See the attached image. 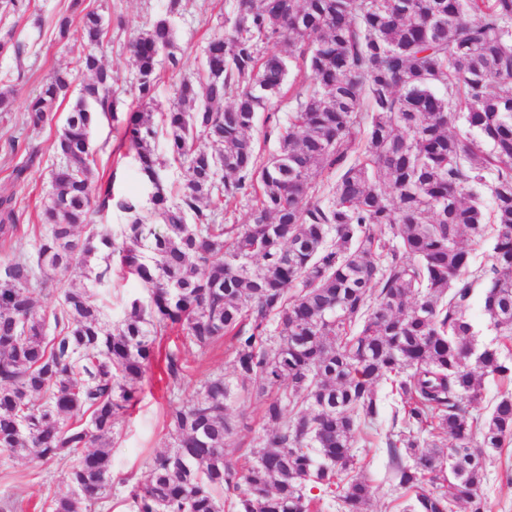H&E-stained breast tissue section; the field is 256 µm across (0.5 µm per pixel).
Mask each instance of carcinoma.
<instances>
[{
    "label": "carcinoma",
    "instance_id": "carcinoma-1",
    "mask_svg": "<svg viewBox=\"0 0 512 512\" xmlns=\"http://www.w3.org/2000/svg\"><path fill=\"white\" fill-rule=\"evenodd\" d=\"M181 7L169 0L128 41L141 108L127 114L120 146L135 156L149 209L93 180L92 126L119 120L121 104L96 52L100 16L70 0L52 23L56 43L92 47L78 61L91 81L56 130L62 165L35 252L0 262V452L32 451L45 465L74 458L69 492L47 512H90L112 486L115 420L164 337L177 332L203 354L227 337L236 382L212 377L170 409L173 446L152 458L135 512H224L226 489L234 512H317L315 489L339 491L341 512H371L355 449L371 444L381 383L397 398L386 444L402 512H486L485 450L512 442V391L484 417L469 411L483 377L512 380V0H234L189 74L170 21ZM279 43L289 56L264 51ZM163 53L181 78L158 112ZM291 60L294 109L286 125L266 116L264 136L278 142L266 158L252 132L283 97ZM72 84L54 69L27 100L26 123H51ZM461 115L479 139L456 129ZM160 129L167 159L154 149ZM171 164L184 175L169 188L160 171ZM324 172L335 181H315ZM242 200L248 223L218 222ZM110 210L127 219L119 231L74 238ZM18 221L1 198L0 237ZM486 239L491 264L477 267L467 242ZM114 268L149 303L131 300L108 329L89 289L67 288L47 336L36 273L78 269L100 283ZM478 284L497 333L480 351L468 314ZM164 362L178 383L184 364L172 352ZM244 395L261 402L268 428L241 469L224 448L229 406Z\"/></svg>",
    "mask_w": 512,
    "mask_h": 512
}]
</instances>
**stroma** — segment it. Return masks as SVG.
Returning a JSON list of instances; mask_svg holds the SVG:
<instances>
[{
	"label": "stroma",
	"mask_w": 512,
	"mask_h": 512,
	"mask_svg": "<svg viewBox=\"0 0 512 512\" xmlns=\"http://www.w3.org/2000/svg\"><path fill=\"white\" fill-rule=\"evenodd\" d=\"M231 0H185L179 14L171 16L178 54L186 70H196L202 60L209 36L222 29ZM91 9L101 17L105 34L99 49L104 64L111 69L115 87L123 100V111L136 110L138 101L133 85L135 67L127 48L134 32L146 29L166 14L168 0H89ZM67 0H26L24 12L0 18V34H13L22 44L23 58L0 55V88L15 91L13 111L0 112V197H11L21 215L20 228L6 242L0 243V260L31 252L38 237L40 211L51 192V171L59 159L52 144L55 126L33 128L24 122L26 100L36 93L50 70L60 65H75L86 49L82 40L68 46L57 45L51 33L52 19L64 11ZM36 159L24 182H14L12 171L28 153ZM96 176L112 177L118 193L147 196L141 184L137 164L130 155L100 156ZM107 325L117 324L124 316L128 300L147 298V291L133 278L113 277L96 286ZM164 349L176 352L186 370L175 388H168L164 364H155L153 375L138 394L135 405L118 417L112 441L114 483L108 498L99 502L95 512H135L130 491L149 478L151 457L171 447L168 413L171 406L195 398L203 381L215 374L233 377L228 340H221L207 354L177 338L163 343ZM237 428V442L227 454L248 465L245 447L263 433L260 410L256 403H236L229 409ZM392 427V409L384 407L372 437V445L357 449L358 463L375 488L372 512H398L399 495L387 479L389 458L386 435ZM72 458L53 465L42 464L35 457L11 459L0 456V512H40L41 506L54 495L67 492L66 474ZM487 512H512V444L488 453L487 476L483 485Z\"/></svg>",
	"instance_id": "stroma-1"
}]
</instances>
